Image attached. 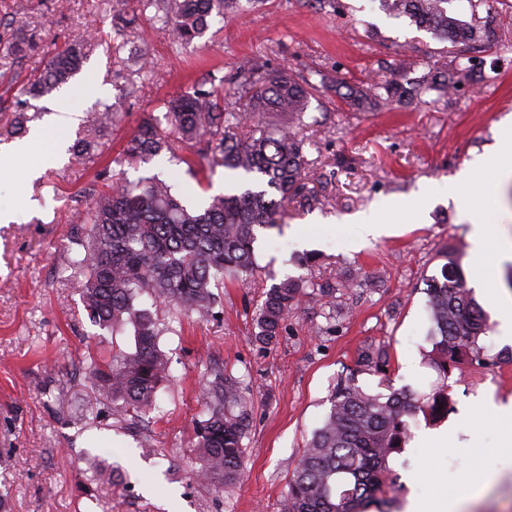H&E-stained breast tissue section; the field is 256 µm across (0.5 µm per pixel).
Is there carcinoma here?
<instances>
[{"label":"carcinoma","mask_w":512,"mask_h":512,"mask_svg":"<svg viewBox=\"0 0 512 512\" xmlns=\"http://www.w3.org/2000/svg\"><path fill=\"white\" fill-rule=\"evenodd\" d=\"M156 3L162 12V30L171 43L182 45L202 37L215 16L232 13L241 0H142ZM386 14L405 17L419 29L441 38L453 37L448 69L410 77L407 63L364 89L349 88L347 98L357 105L379 97L401 102L430 91L449 92L466 73L461 61L482 42L481 28L458 18L456 0H378ZM37 46L36 33L12 30L10 51L22 59ZM95 38L78 36L49 59L39 74L26 79L21 101L0 123V138L28 133V111L41 112L33 102L51 94L77 74L97 48ZM230 83L246 107L238 112L224 104V81L205 87L195 84L167 103L168 127L153 119L136 128L118 163L147 162L162 153L179 156L182 145L204 143L211 163L252 181L230 194L219 195L204 209L184 205L172 187L157 175L136 182L116 180L93 198L83 214L86 238L75 261L82 275V297L91 322L101 330H133L135 349L109 358L93 350L85 356L87 387L95 396L112 401L119 421L146 414L168 377V358L160 350L159 321L142 305L173 307L179 313L206 320L217 303L216 288L224 277H237L254 268V243L260 229L278 227L280 209L308 201L305 186V141L289 126L271 135L243 138L239 130L261 121L267 112H288L301 118L319 85L304 75L270 72L250 58L235 69ZM112 123V106L92 115L82 135L69 149L72 156L94 155L97 133ZM428 312L433 323L432 367L443 378L461 359L480 366L494 364L479 340L487 330L488 315L467 287L458 254L450 249L440 275L426 279ZM307 295L305 281L287 277L263 292L254 319V338L274 344L284 323ZM390 357L382 347L361 351L356 369L337 378L330 394V411L314 431L288 482L284 512H393L396 491L390 461L402 452L409 437L406 417L434 413L442 386L427 397L411 391L373 394L357 383L356 373L385 370ZM201 391L208 418L194 428L195 447L202 466L196 477L216 486L239 480L245 453L247 402L236 381L222 370Z\"/></svg>","instance_id":"1"}]
</instances>
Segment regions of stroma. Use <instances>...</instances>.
<instances>
[{
  "label": "stroma",
  "mask_w": 512,
  "mask_h": 512,
  "mask_svg": "<svg viewBox=\"0 0 512 512\" xmlns=\"http://www.w3.org/2000/svg\"><path fill=\"white\" fill-rule=\"evenodd\" d=\"M123 9L122 0H68L61 12L54 0H0V16L29 23L40 36L22 61L0 51L1 106L15 107L26 78L69 39L91 33L101 42L28 124L41 132L47 153L37 178L22 182L21 160L0 152V209L18 215L0 223V512H283L298 457L330 410V390L363 348L380 345L391 357L386 374L360 373L371 393L425 395L438 384L428 360L425 280L438 274L451 247H461V267L469 269L458 199H484L490 186L480 179L458 197L431 198L415 219L409 207L428 185L447 184L488 155L496 124L512 117V0H480L474 9L460 0L462 20L481 25L487 37L451 94L370 106L347 104L340 84L370 83L408 59L421 74L439 69L450 41L388 17L376 0H266L213 19L202 38L185 45L153 32L156 9L148 7L139 32L117 51L111 15ZM246 57L328 79L300 126L313 201L288 204L280 228L258 232L254 270L242 285L220 289L209 320L175 322L160 336L170 380L142 422L118 423L111 402L90 397L84 357L91 348L133 350L134 336L99 331L88 319L82 278L69 267L83 235L79 215L121 175L134 182L160 174L191 206L223 194L230 174L209 168L193 143L180 163L164 154L138 166L114 159L142 119L164 120L166 99L229 77ZM101 104L117 106L116 120L89 163H71L69 146ZM386 201L396 205L388 216L393 234L358 242L354 216ZM288 276L333 283L337 291L308 296L277 342L261 347L253 336L261 294ZM498 327L490 311L483 344L492 366L465 364L448 376L451 407L440 423L451 431L448 447H419L432 424L411 418L414 438L392 462L399 502L413 491L430 495L440 483L459 494L492 469L496 478L466 512H512V452L496 446L499 424L478 422L475 411L481 400L512 399V343ZM214 366L238 379L249 400L243 474L229 488L194 476L201 461L193 429L206 417L199 393ZM97 462L119 468L120 477L95 471Z\"/></svg>",
  "instance_id": "obj_1"
}]
</instances>
